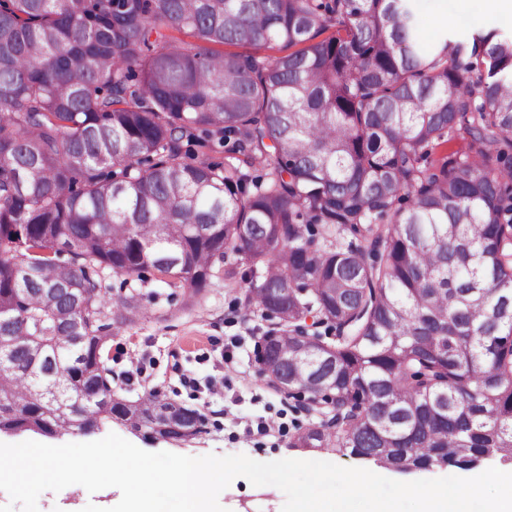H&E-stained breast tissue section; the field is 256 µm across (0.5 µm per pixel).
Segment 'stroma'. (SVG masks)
<instances>
[{
    "instance_id": "1",
    "label": "stroma",
    "mask_w": 512,
    "mask_h": 512,
    "mask_svg": "<svg viewBox=\"0 0 512 512\" xmlns=\"http://www.w3.org/2000/svg\"><path fill=\"white\" fill-rule=\"evenodd\" d=\"M488 30L512 35V17L468 7L448 26L446 34L464 40ZM100 278L112 298L136 292L149 298L147 314L130 325H113L104 346L113 387L128 388L133 399L156 390L196 409L207 420V433L178 445L148 439L115 420L91 433L0 432V443L32 440L63 445L96 441L114 433L148 452L194 457L244 454L257 461L287 457L360 466V459L353 456L291 447L296 427L312 424L315 418L294 410L291 400L276 394L259 375L257 344L271 324L244 309L247 285L225 279L223 264L213 266L204 292L189 306L184 305L180 289L164 283L152 270L142 282L124 281L108 270L101 271ZM120 498V491L113 487L91 494L82 486L71 485L56 493L43 492L38 509L81 512L87 504L108 508ZM219 502L227 512H281L285 495L277 487H255L238 478L221 492Z\"/></svg>"
}]
</instances>
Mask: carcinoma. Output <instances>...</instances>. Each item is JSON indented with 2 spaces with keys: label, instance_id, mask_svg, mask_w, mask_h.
Returning a JSON list of instances; mask_svg holds the SVG:
<instances>
[{
  "label": "carcinoma",
  "instance_id": "1",
  "mask_svg": "<svg viewBox=\"0 0 512 512\" xmlns=\"http://www.w3.org/2000/svg\"><path fill=\"white\" fill-rule=\"evenodd\" d=\"M418 25L414 0H0V431L205 432L112 390L108 331L146 306L95 273L188 304L220 261L272 322L259 374L319 417L289 447L400 473L512 449V36Z\"/></svg>",
  "mask_w": 512,
  "mask_h": 512
}]
</instances>
